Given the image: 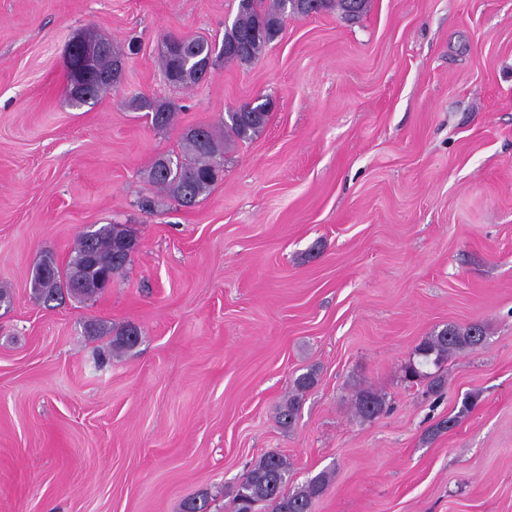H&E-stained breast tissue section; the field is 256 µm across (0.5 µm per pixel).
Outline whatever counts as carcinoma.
I'll return each mask as SVG.
<instances>
[{
    "mask_svg": "<svg viewBox=\"0 0 512 512\" xmlns=\"http://www.w3.org/2000/svg\"><path fill=\"white\" fill-rule=\"evenodd\" d=\"M294 0H238L237 13L224 29V38L217 45L200 38H192L185 55L175 60L165 51L161 61L165 77L177 72L173 86L186 88L201 82L208 72L200 67L206 60L224 59L226 63L247 65L258 59L274 42L281 30L283 17L292 16ZM369 0H314L309 9L316 13L336 7L345 15L358 17L363 14ZM86 42L105 47L98 55L95 68L99 80L92 87V98L116 87L112 80L114 54L108 38L95 33L83 36ZM131 107L146 112L156 129L175 126L179 112L174 104L138 95L131 99ZM269 113L247 112L245 106L229 112L224 119V137H219L208 127L199 126L183 134L182 152L163 155L154 160L147 173V182L157 191L174 199L182 207H193L207 196L221 177L224 167V138L250 140L266 126ZM121 241L138 243L136 236L124 224H104L83 232L76 239L70 259L60 266L51 255L45 257L37 270H46L43 279L33 278L34 295L48 304L68 294L76 298H89L104 291L102 282L107 273L120 274L127 259L116 252ZM485 338L483 326L472 324L465 328L447 327L427 337L416 348L415 354L432 360L438 365L448 356L478 349ZM315 383L311 373L295 379L294 391L281 406L278 423L289 427L294 422L303 395ZM384 402L376 392L363 389L355 395V409L359 416L370 419L383 412ZM290 467L288 460L275 452L264 454L246 473L235 494L231 512H310L312 502L319 497L329 482L321 472L293 493L288 492Z\"/></svg>",
    "mask_w": 512,
    "mask_h": 512,
    "instance_id": "1",
    "label": "carcinoma"
}]
</instances>
